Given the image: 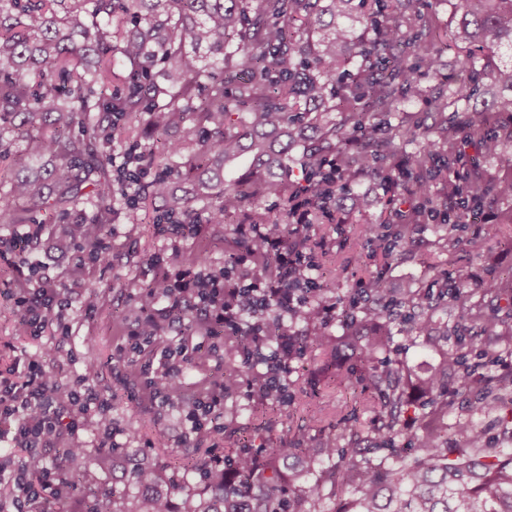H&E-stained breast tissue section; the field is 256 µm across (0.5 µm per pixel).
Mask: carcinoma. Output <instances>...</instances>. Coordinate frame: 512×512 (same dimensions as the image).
<instances>
[{
  "label": "carcinoma",
  "mask_w": 512,
  "mask_h": 512,
  "mask_svg": "<svg viewBox=\"0 0 512 512\" xmlns=\"http://www.w3.org/2000/svg\"><path fill=\"white\" fill-rule=\"evenodd\" d=\"M452 14L451 42L471 45L461 60L467 77H448V95L430 100L434 112L451 116L422 127L401 120L443 51L422 0H0V143L22 142L18 153L0 150L9 171L1 224L95 198V216L76 219L73 233L91 225L83 235L95 248L94 231L111 220L114 184L137 183L123 177L125 168L140 171L151 159L128 154L122 167L114 164L113 118L128 112L146 115L151 135L182 133L164 141L173 164L148 185L149 195L166 203L171 224L191 223L195 203L222 224L268 194L288 203L301 198L315 217L328 218L343 193L348 210L363 216L365 198L352 188L363 174L377 176L394 204L392 214L360 225L353 257L378 259L381 268L361 293L336 299L342 335L287 332L277 317L245 324L225 343L244 368L253 365L255 328L268 343L288 335L290 356L308 346L331 354L347 345L354 363L331 378L376 393L372 427L344 418L318 448L259 433V444L233 448L231 467L202 464L197 490L184 489L175 471L143 465L132 478L136 493L93 494L82 512H512V448H488L482 430L459 423L461 445L448 453V376L465 389L480 382L481 403L494 408L512 396V374L491 372L481 357L435 348L448 335L437 305L423 304L420 288L391 290L383 280L415 236L446 242L448 226L467 214L512 203V160L506 173L485 180L459 172L464 146L477 158H495L501 139H512V126L498 121L499 113L512 112V99L495 109L475 102L485 79L512 89V63L488 62L492 54L512 55V0H455ZM158 67L168 83L154 80ZM294 160L299 180L291 178ZM441 210L448 222L426 223ZM257 223L280 235L296 255L295 269L313 266L307 238L282 214L267 211ZM240 245L270 266L259 240ZM485 282L481 295H495L512 311V276ZM450 296L459 328L477 326L512 352V316L485 317L463 285L441 284L438 299ZM397 332L425 348L434 364L417 375L399 361L381 363ZM403 440L416 456L402 453ZM125 461L122 448L110 457L86 454L45 512H68L91 468L117 469Z\"/></svg>",
  "instance_id": "obj_1"
}]
</instances>
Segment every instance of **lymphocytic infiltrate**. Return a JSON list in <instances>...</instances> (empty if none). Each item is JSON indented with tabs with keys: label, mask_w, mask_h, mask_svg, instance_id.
Returning <instances> with one entry per match:
<instances>
[{
	"label": "lymphocytic infiltrate",
	"mask_w": 512,
	"mask_h": 512,
	"mask_svg": "<svg viewBox=\"0 0 512 512\" xmlns=\"http://www.w3.org/2000/svg\"><path fill=\"white\" fill-rule=\"evenodd\" d=\"M290 267L288 257L280 256L261 288L241 281L227 283L220 271L185 273L175 279L163 277L161 282L150 285L142 300L144 316L135 334L136 341L141 346L150 343L165 325L178 320L192 298L213 328L219 330L237 329L244 314L256 315L266 310L271 298L276 299L281 314H288L302 307L300 292L313 286L310 277L289 276ZM22 305L24 310L17 325L22 336L38 335L47 323L61 317L62 305L50 288L35 287L23 298ZM91 413L97 418L99 447H115L120 429L112 419L109 399L95 388L87 385L59 390L54 374L34 364L22 380L0 379V441L28 451L22 472L14 476L13 482L29 512H36L41 496L24 483V475L40 470L43 490L52 486L53 471L47 467L41 447L55 440L65 443L74 453H81L75 438Z\"/></svg>",
	"instance_id": "lymphocytic-infiltrate-1"
}]
</instances>
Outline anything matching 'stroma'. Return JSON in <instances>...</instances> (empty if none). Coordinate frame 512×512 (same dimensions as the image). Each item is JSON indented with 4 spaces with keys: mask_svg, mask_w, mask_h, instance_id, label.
<instances>
[{
    "mask_svg": "<svg viewBox=\"0 0 512 512\" xmlns=\"http://www.w3.org/2000/svg\"><path fill=\"white\" fill-rule=\"evenodd\" d=\"M112 220L105 227V243L112 253V263L100 266L86 263L82 283H75L72 271L77 253L62 254L54 250L56 238L69 231L70 215L62 209H42L35 213L43 226V235L35 252L46 262L45 274L50 287L55 288L64 305L65 328L50 324L38 336H20L16 321L20 313L18 277L12 264L15 254L0 252V375L15 372L18 365L33 361L44 369L57 371L61 382L68 383L83 374L88 359L98 362V375L93 387L109 398L112 416L118 425L133 423L135 432L117 436L119 447L129 449L124 468L95 470L87 490L76 491L69 501L71 512H79L86 491H111L131 481L137 465L160 463L187 467L193 459L192 448L181 444L183 424L181 410L194 408L205 400L225 369L233 364V355L218 357L222 339L206 334L202 326H177L167 332L164 342L170 346L187 343L195 350L194 363L184 368L181 387L173 408L162 407L144 386L141 379L125 375V350L128 338L136 328L137 313L133 302L158 269L178 275L198 272L188 256L193 252L206 255L205 267L224 270L236 276L244 269L252 270L254 282H261V266L237 241L243 225L253 223L257 213L278 211L283 200L268 195L247 203L243 209L225 219L224 223H209L207 211H198L195 221L198 233L176 234L159 216L163 211L160 200H139L140 222H128L127 199L121 191L112 194ZM348 225L304 224L300 232L318 258L311 275L331 293L348 295L362 287L366 276L356 264H343L341 235ZM453 248L445 249L430 235H422L405 248L398 260L384 274L387 287L407 283L411 287H429L423 277V260L432 257L449 276L462 277L468 289H475L486 273L503 276L512 274V226L498 221V208L491 205L476 216H467L455 226ZM482 239V248H475V239ZM97 287L95 308L85 305V286ZM328 356L315 349H306L294 358L287 375L281 381L288 394L286 403L261 406L255 380L262 366L251 367L244 373L236 393L225 399L223 430L204 425L199 441L209 448L213 457H229L227 435L244 440L253 439L258 428H268L273 438L283 441L301 439L318 445L321 438L334 432L339 419L356 416L359 424L371 426L376 413L356 405L353 394L325 386L319 370L328 363ZM448 400L452 405L451 420H462L479 426L492 448H512V424H504L499 412L478 410L473 393L460 390L456 380L448 382Z\"/></svg>",
    "mask_w": 512,
    "mask_h": 512,
    "instance_id": "obj_1",
    "label": "stroma"
}]
</instances>
